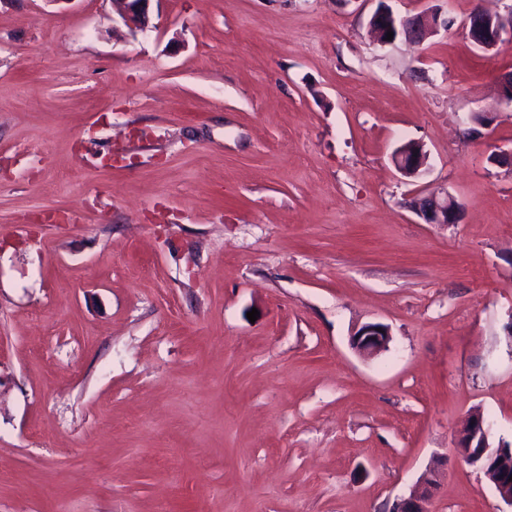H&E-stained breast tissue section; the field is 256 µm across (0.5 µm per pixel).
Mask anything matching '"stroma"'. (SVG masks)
<instances>
[{
	"label": "stroma",
	"instance_id": "35a3bbf8",
	"mask_svg": "<svg viewBox=\"0 0 512 512\" xmlns=\"http://www.w3.org/2000/svg\"><path fill=\"white\" fill-rule=\"evenodd\" d=\"M391 6L448 25L0 0V512H383L438 460L433 512H505L454 438L477 409L512 441V42L465 29L512 0ZM123 5V18L126 22L138 27H144L151 0H116ZM379 6L371 16L370 28L378 34L383 44H392L397 38L404 37L414 42H424L425 37L443 24L447 27L448 22H440L439 16L432 12H421L414 15H401L393 12L384 2L378 0ZM393 32L392 41L387 40V32ZM415 147L416 151L412 155L409 147ZM411 156V157H408ZM427 154L423 149V146L419 143L412 142L403 146L395 154L393 161L398 171L403 176L417 177L422 174L423 169L426 165ZM410 207L427 224H456L461 217V205L448 193L442 197L419 194ZM381 328V331H378ZM390 342L388 326L380 322L362 325L352 336L353 346L360 352L376 354L385 350Z\"/></svg>",
	"mask_w": 512,
	"mask_h": 512
}]
</instances>
